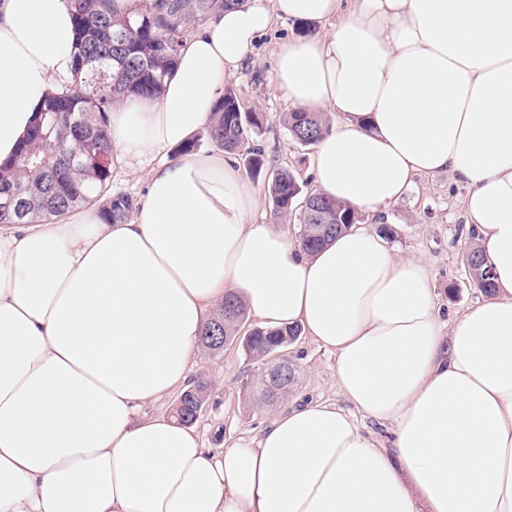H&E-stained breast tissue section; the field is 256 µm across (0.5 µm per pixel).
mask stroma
I'll use <instances>...</instances> for the list:
<instances>
[{"instance_id": "1", "label": "stroma", "mask_w": 512, "mask_h": 512, "mask_svg": "<svg viewBox=\"0 0 512 512\" xmlns=\"http://www.w3.org/2000/svg\"><path fill=\"white\" fill-rule=\"evenodd\" d=\"M297 24L276 21L259 37L245 63L230 77L243 111L266 115L261 138L268 155L292 166L305 182H312V148L297 145L288 135L283 118L290 112L287 100L275 89V51L278 43L299 33ZM467 185L448 171L416 176L409 192L384 208L387 224L395 231L392 240L403 256L424 258L430 265L433 286L446 321H454L479 302L481 293L470 284L463 252L468 242L465 210ZM297 365V381L287 397L267 406L253 397L246 381L259 364L248 359L241 345H225L217 354L199 353L190 379L205 377L208 399L194 424L206 447L221 451L248 445L258 439L276 415L289 407L309 402L342 404L336 380V356L302 335L290 346Z\"/></svg>"}]
</instances>
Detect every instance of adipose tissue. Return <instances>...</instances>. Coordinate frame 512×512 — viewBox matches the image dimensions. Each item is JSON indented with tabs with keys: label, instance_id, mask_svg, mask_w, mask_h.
<instances>
[{
	"label": "adipose tissue",
	"instance_id": "adipose-tissue-1",
	"mask_svg": "<svg viewBox=\"0 0 512 512\" xmlns=\"http://www.w3.org/2000/svg\"><path fill=\"white\" fill-rule=\"evenodd\" d=\"M279 19L329 26L276 53V90L337 115L317 191L377 214L419 174L468 185L495 291L451 327L422 258L358 225L306 254L253 222L234 153L166 161ZM75 39L69 0H0V162L71 81ZM110 122L126 158L156 161L131 217L0 226V512H512V0H246ZM229 293L334 351L346 407L288 410L220 452L142 417L186 382Z\"/></svg>",
	"mask_w": 512,
	"mask_h": 512
}]
</instances>
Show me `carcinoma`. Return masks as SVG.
Instances as JSON below:
<instances>
[{
    "mask_svg": "<svg viewBox=\"0 0 512 512\" xmlns=\"http://www.w3.org/2000/svg\"><path fill=\"white\" fill-rule=\"evenodd\" d=\"M70 3L77 46L73 79L65 92L48 94L12 158L0 164L1 225L49 220L92 205L107 224L127 220L138 201L110 193L112 109L130 96L159 97L183 40L212 13L238 6L242 0H162L159 11L135 17L114 14L112 0ZM265 124V113L242 111L235 91L226 87L213 104L203 136L187 141L177 152L191 153L205 138L240 156L254 177H264L274 218L283 223L297 218L296 239L303 251L313 254L357 223L358 212L306 189L288 166L272 164L259 144ZM284 124L292 140L302 146L315 144L328 130L323 113L303 109L288 113ZM466 265L474 287L490 294L492 270L472 245L466 248ZM247 319L242 301L228 294L219 312L205 322L202 335L239 342L246 355L266 370L269 354L286 352L301 334L297 325L254 327L241 337ZM207 391L201 379L186 390L178 419L192 422L198 395Z\"/></svg>",
    "mask_w": 512,
    "mask_h": 512,
    "instance_id": "carcinoma-1",
    "label": "carcinoma"
}]
</instances>
